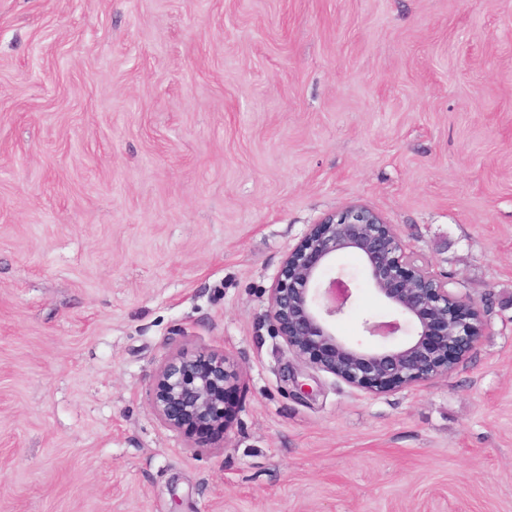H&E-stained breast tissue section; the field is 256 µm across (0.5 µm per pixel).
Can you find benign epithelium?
<instances>
[{
    "label": "benign epithelium",
    "mask_w": 512,
    "mask_h": 512,
    "mask_svg": "<svg viewBox=\"0 0 512 512\" xmlns=\"http://www.w3.org/2000/svg\"><path fill=\"white\" fill-rule=\"evenodd\" d=\"M346 250L359 256L368 283L394 310L389 321L363 322L376 346L336 333L354 296V279L333 267ZM266 313L294 358L375 395L448 376L486 333L471 297L430 272L395 225L360 203L327 214L286 254ZM234 380L224 351L178 348L156 368L152 412L172 429L222 432Z\"/></svg>",
    "instance_id": "obj_1"
}]
</instances>
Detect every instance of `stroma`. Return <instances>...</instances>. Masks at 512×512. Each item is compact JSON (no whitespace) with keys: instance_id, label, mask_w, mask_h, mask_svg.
Returning a JSON list of instances; mask_svg holds the SVG:
<instances>
[{"instance_id":"stroma-1","label":"stroma","mask_w":512,"mask_h":512,"mask_svg":"<svg viewBox=\"0 0 512 512\" xmlns=\"http://www.w3.org/2000/svg\"><path fill=\"white\" fill-rule=\"evenodd\" d=\"M352 202L483 309L452 374L272 334ZM336 263L358 339L392 312ZM183 345L240 375L223 435L151 411ZM0 512H512V0H0Z\"/></svg>"}]
</instances>
